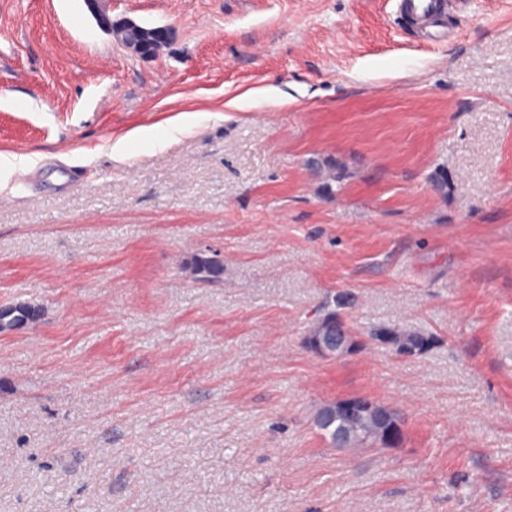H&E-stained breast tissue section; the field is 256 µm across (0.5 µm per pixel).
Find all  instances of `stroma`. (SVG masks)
<instances>
[{"label":"stroma","instance_id":"35a3bbf8","mask_svg":"<svg viewBox=\"0 0 512 512\" xmlns=\"http://www.w3.org/2000/svg\"><path fill=\"white\" fill-rule=\"evenodd\" d=\"M106 8L174 37L0 0V307L40 310L0 334V512H512V0L440 41L395 0ZM352 396L399 443L329 445ZM88 10L96 19L98 25L106 32L112 35L113 39L125 49L136 55L143 54V48L137 45L135 35L137 32L148 31L156 40L155 48L162 43L170 41L174 37L172 30L168 28L155 27L146 29L143 25L137 23L131 18H121L112 20L103 8L105 0H84ZM191 267L198 279L205 282L219 281L224 275V264L206 253H197L191 260ZM305 347L320 356L335 358L352 352L356 341L347 323L333 314L320 319L304 338ZM368 335L371 338L374 336L376 339L388 340L391 342L388 344H392L399 353H407V350L399 349L397 340H401V342L405 343L406 347H413L417 351L425 349L432 342L430 337L422 336L417 333H406L390 327H374L369 331ZM331 407L322 417L321 424L328 429L340 446L337 448H349V436L345 433L336 432V422L339 424L353 423L364 413L371 414L380 422H389L391 417L387 409L378 404L376 401L366 397H351L330 403ZM320 424L316 427L322 432L323 437L332 445H336L333 438L324 433V429Z\"/></svg>","mask_w":512,"mask_h":512}]
</instances>
